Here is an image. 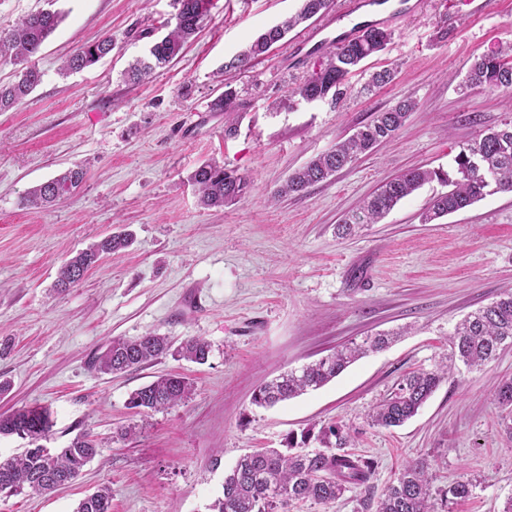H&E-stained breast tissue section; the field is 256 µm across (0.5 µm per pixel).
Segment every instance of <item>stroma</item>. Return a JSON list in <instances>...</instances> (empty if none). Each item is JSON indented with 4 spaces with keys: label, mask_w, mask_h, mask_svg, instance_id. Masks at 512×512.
<instances>
[{
    "label": "stroma",
    "mask_w": 512,
    "mask_h": 512,
    "mask_svg": "<svg viewBox=\"0 0 512 512\" xmlns=\"http://www.w3.org/2000/svg\"><path fill=\"white\" fill-rule=\"evenodd\" d=\"M400 18L368 71L397 68L368 96L283 100L325 60L293 58L294 28L247 71L223 65L301 0H212L197 37L166 69L133 84L124 72L166 32L173 0H56L62 20L36 56L42 80L28 100L0 112V415L41 405L53 427L43 444L79 434L100 453L73 483L30 497L0 494V512H74L107 485L112 512H210L224 474L288 433L339 423L375 463L381 494L408 461L436 484L477 477L458 512H500L512 495V435L493 388L512 379V346L477 371L449 375L417 416L376 428L368 411L402 378L433 368L453 326L512 287V194L487 195L435 224L421 213L444 183H426L380 223L340 238L336 226L385 181L413 168L454 172L479 130L512 121V96L460 91L474 57L512 43V0H419ZM111 37L110 54L64 76V58ZM234 117L210 109L225 86ZM403 98L417 107L395 139L306 192L278 196L295 169L332 148L371 114ZM235 120L234 138L224 136ZM214 160L247 174L248 192L221 209L199 205L191 174ZM79 165L82 186L52 207L29 209L34 185ZM128 231L134 242L58 293L61 266L92 243ZM399 332L324 387L271 408L257 386L350 340ZM210 345L205 364L163 355L120 373L94 360L115 338L146 333ZM167 374L194 384L173 408L137 412L136 389Z\"/></svg>",
    "instance_id": "obj_1"
}]
</instances>
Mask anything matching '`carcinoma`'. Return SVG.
<instances>
[{
	"instance_id": "1",
	"label": "carcinoma",
	"mask_w": 512,
	"mask_h": 512,
	"mask_svg": "<svg viewBox=\"0 0 512 512\" xmlns=\"http://www.w3.org/2000/svg\"><path fill=\"white\" fill-rule=\"evenodd\" d=\"M177 5L175 26L148 47L147 53L130 64L126 78L133 84L144 81L158 69H164L182 53L195 38L208 12L210 0H174ZM331 0H302L300 10L283 22L257 35L225 67L248 70L252 62L266 55L295 26L326 13ZM61 15L55 10L33 12L17 23L0 28V55L9 57L19 66L15 79L0 86V112H7L26 100L41 83L42 74L33 58L55 31ZM391 32L383 27H369L355 38L333 43L326 52V61L313 71L291 96L313 102L331 98L335 101L347 93L349 79L365 72L366 60L384 51ZM112 52V38H99L78 47L62 64L60 71L82 70ZM395 71L383 68L369 74L359 90L370 94L376 88L391 83ZM465 89L512 90V46L492 55L474 59L460 82ZM417 103L406 98L394 106L371 115L370 120L356 127L352 134L340 139L331 149L313 157L289 175L280 194L301 193L315 184L334 176L361 154L389 143L405 125ZM237 92L228 88L211 103L214 112L231 114L238 111ZM456 177L450 179L431 170L411 169L382 185L356 211L346 215L337 225L341 235L365 224H376L401 200L413 194L424 183L437 178L448 185V191L435 197L422 213L424 223H432L459 211L493 193H512V122L490 127L467 142L456 157ZM85 179L79 166L70 167L59 175L29 189L23 203L29 208H43L76 191ZM198 188L200 203L207 208H222L237 202L249 187L247 176L228 170L217 162H205L192 174ZM127 234L110 235L80 252L65 263L55 282V288L65 290L77 285L104 257L128 247ZM392 335L377 333L350 342L319 360L291 369L261 385L253 394L258 407L273 406L316 390L339 375L349 364L364 355L384 349ZM512 344V289L500 294L490 304L468 314L448 335L447 363L430 370L419 369L406 375L388 398L372 411L368 418L374 427L391 428L403 425L414 417L422 405L448 376V369L461 361L470 370H479L495 358L499 348ZM172 355L204 364L209 356V344L191 338L173 347L166 336L147 333L133 340L115 338L97 358V368L103 373L123 372L156 358ZM193 383L180 374H169L135 390L129 408L160 411L190 397ZM494 399L508 412L504 427L512 435V380L496 387ZM51 429L50 415L39 407L17 410L0 416V435L45 437ZM355 436L339 424L323 426L315 432L308 429L297 437L288 434L286 448L263 449L241 457L224 476L223 496L210 506L211 512H287L294 503L310 501L329 504L345 493L361 489L366 493L363 507L371 503L370 480L374 462L351 451ZM99 453L94 439L88 434L75 437L65 448H43L25 452L18 458L0 460V493L43 495L58 486L72 482L83 467ZM476 481L460 477L439 492L433 490L428 466L421 461H408L394 480L379 496L376 512H437L435 501L453 512L451 507L473 497ZM75 512H112V490L102 487L84 498Z\"/></svg>"
}]
</instances>
